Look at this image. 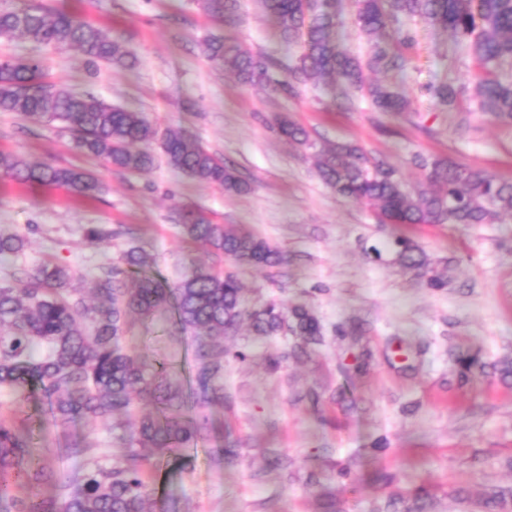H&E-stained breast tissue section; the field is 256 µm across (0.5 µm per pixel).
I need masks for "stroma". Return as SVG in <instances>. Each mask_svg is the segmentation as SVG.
Returning a JSON list of instances; mask_svg holds the SVG:
<instances>
[{
    "label": "stroma",
    "instance_id": "obj_1",
    "mask_svg": "<svg viewBox=\"0 0 512 512\" xmlns=\"http://www.w3.org/2000/svg\"><path fill=\"white\" fill-rule=\"evenodd\" d=\"M23 5L64 9L124 40L139 58L126 70L92 63L72 49L21 38H0V59L25 57L40 64L44 81L70 92L144 113L162 128H183L222 158L247 183L236 194L203 183L157 161L146 174L108 166L77 153L59 122L35 123L0 112V152L28 162L76 167L103 186L89 200L66 189L21 184L0 177V231L29 235L19 265L50 259L69 266L73 287H89L99 267L118 264L135 247L150 275L179 282L192 264L233 272L247 304H303L322 321L325 342L309 359L269 372L265 358L279 342H260L240 329L225 347L247 348L246 362L224 363V401L209 409V425L196 446L155 470L158 496L174 494L182 512H322L321 495L346 502L348 512H369L384 491L378 475L399 487L434 489L433 512H460L450 489L477 492L512 485V384L477 374L461 379L455 358L475 355L494 363L512 358V217L496 224L401 225L382 222L359 201L326 187L314 154L282 139L276 120L289 116L319 145L357 143L370 156L398 168L412 186L423 183L410 165L420 153L483 169L512 180V119L480 112L460 115L436 108L427 87L445 80L470 86L475 63L448 33L419 27V45L399 82L411 110L377 112L364 100L343 105L321 82L285 94L251 88L210 63L199 44L224 37L268 57L291 54L272 18L256 0H239L232 18L207 15L197 0H0V9ZM198 209L222 224L259 236L281 249L287 262L271 271L205 255L178 227L183 210ZM107 235L85 238L87 227ZM410 238L447 285L427 287L395 260L389 244ZM384 244L380 261L365 250ZM124 343L147 361H163L189 382L198 361L193 333L179 332L170 314L132 316ZM366 357L364 372L357 360ZM322 393L319 406L305 395ZM0 418L31 439V468L49 465L70 475L73 440L88 438L120 454L117 432L77 421L61 432L41 395L22 404L0 395ZM239 439V459L228 465L225 434ZM284 460L267 466L264 449ZM354 461L355 489L336 478L337 464ZM323 474L308 487L306 470Z\"/></svg>",
    "mask_w": 512,
    "mask_h": 512
}]
</instances>
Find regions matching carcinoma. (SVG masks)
<instances>
[{
	"label": "carcinoma",
	"instance_id": "carcinoma-1",
	"mask_svg": "<svg viewBox=\"0 0 512 512\" xmlns=\"http://www.w3.org/2000/svg\"><path fill=\"white\" fill-rule=\"evenodd\" d=\"M275 20L280 38L299 48L283 65L287 80L274 77V65L263 55L224 38L209 36L201 44L208 61L233 73L244 85L291 92L295 85L320 77L334 80V98L350 103L361 96L378 112L401 114L410 102L395 88L374 82L370 71L404 74L409 51L416 43L410 25L420 19L437 30L449 31L465 45L476 63L471 90L444 81L428 87L436 104L454 112H488L512 118V77L499 73L512 65V0H356L360 33L371 54H354L336 32L339 0H259ZM236 0H200L215 18L232 13ZM0 37H19L60 48L74 49L92 62L132 69L136 55L120 41L104 35L88 21L65 11L23 7L0 11ZM0 112H14L36 122L61 121L71 134L73 148L108 165L147 173L155 165L153 143L160 145L167 164L195 180L216 184L228 192L246 185L234 169L181 129L163 132L140 112L115 107L92 94L57 90L41 79L32 59L0 61ZM278 132L301 149H318L316 170L337 194L364 202L392 224H492L512 215V182L501 181L482 169L450 165L416 154L413 164L426 172V185L412 190L400 174L370 159L351 142L317 148L302 126L287 117ZM0 174L21 183L65 186L94 198L100 183L89 173L48 164H30L0 153ZM183 235L211 254L239 264L272 270L284 264L282 252L251 233L213 222L205 213L182 216ZM28 239L0 232V264L9 266L23 253ZM399 264L430 288L446 281L433 273L431 259L414 242L397 237ZM125 271L100 268L92 281L91 299L70 287L72 271L43 263L29 270L15 269L13 281L0 283V391L19 401L41 390L48 399L55 424L67 429L81 416L110 422L125 417L112 429L122 431L124 452L118 457L98 455L84 441L69 448L84 462L62 482L61 499L14 500L15 512H149L155 487L149 473L153 462L176 456L194 445L207 428L205 410L223 390L224 344L202 343L197 370L189 386L169 376L161 362L140 359L122 343L128 318H149L171 310L184 331L224 338L249 323L258 338L290 337L293 344L267 356L276 371L290 358L307 357L323 341V327L304 305L286 308L274 302L254 307L245 303L243 288L232 273H213L202 265L170 285L138 272L148 261L136 248L123 254ZM461 373L475 370L512 380V361L491 365L474 357L457 358ZM30 441L0 420V480L24 476L35 484L55 481L51 469L28 465ZM388 488L373 512H432V496L423 486L401 489L382 476ZM464 512H512V489L491 487L472 497L452 490Z\"/></svg>",
	"mask_w": 512,
	"mask_h": 512
}]
</instances>
